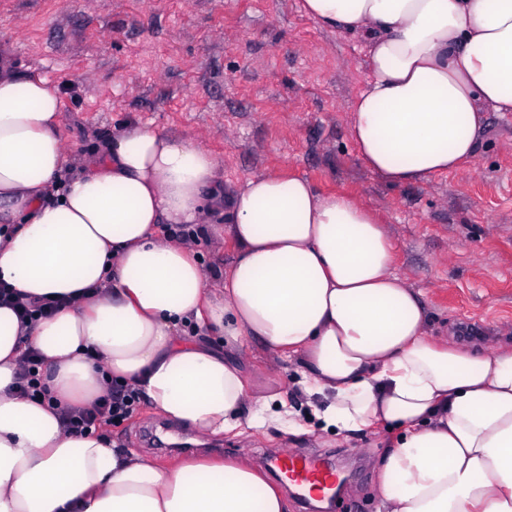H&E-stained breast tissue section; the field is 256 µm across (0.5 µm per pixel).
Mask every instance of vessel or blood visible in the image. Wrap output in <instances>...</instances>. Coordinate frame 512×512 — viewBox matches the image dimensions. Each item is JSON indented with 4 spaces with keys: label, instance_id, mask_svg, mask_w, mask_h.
<instances>
[{
    "label": "vessel or blood",
    "instance_id": "1",
    "mask_svg": "<svg viewBox=\"0 0 512 512\" xmlns=\"http://www.w3.org/2000/svg\"><path fill=\"white\" fill-rule=\"evenodd\" d=\"M268 466L281 480L296 490L299 495L312 491L333 489L336 472L325 460L291 450L271 456Z\"/></svg>",
    "mask_w": 512,
    "mask_h": 512
}]
</instances>
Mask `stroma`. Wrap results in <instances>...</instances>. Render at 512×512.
Instances as JSON below:
<instances>
[{
  "mask_svg": "<svg viewBox=\"0 0 512 512\" xmlns=\"http://www.w3.org/2000/svg\"><path fill=\"white\" fill-rule=\"evenodd\" d=\"M365 53L357 36L306 15L302 0H0V63L58 86V133L73 157L95 155L138 124L210 150L228 193L249 177L282 173L349 194L383 222L395 273L429 312V336L476 353L511 346L512 113H487L474 159L450 174L381 182L351 135ZM225 225L212 214L188 239L206 269L234 258ZM242 363L253 382L305 407L294 364L271 371L256 343ZM107 435L161 464L246 448L261 467L270 449H311L351 473L331 512H377L374 460L395 438L383 428L344 437L315 426L199 444L145 403Z\"/></svg>",
  "mask_w": 512,
  "mask_h": 512,
  "instance_id": "stroma-1",
  "label": "stroma"
}]
</instances>
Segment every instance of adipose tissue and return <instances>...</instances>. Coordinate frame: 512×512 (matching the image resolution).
I'll use <instances>...</instances> for the list:
<instances>
[{
    "instance_id": "adipose-tissue-1",
    "label": "adipose tissue",
    "mask_w": 512,
    "mask_h": 512,
    "mask_svg": "<svg viewBox=\"0 0 512 512\" xmlns=\"http://www.w3.org/2000/svg\"><path fill=\"white\" fill-rule=\"evenodd\" d=\"M303 8L364 42L351 134L382 181L454 171L486 113L512 112V0ZM61 118L56 87L0 66V282L58 304L24 323L0 303V512H287L247 454L159 465L62 417L114 379L205 441L300 431L293 405L256 391L238 363L254 342L296 363L323 429L395 431L378 512H512V347L474 355L427 336L371 209L277 174L214 192L208 150L141 125L78 163ZM216 211L235 257L213 285L160 227ZM30 351L52 405L17 387Z\"/></svg>"
}]
</instances>
